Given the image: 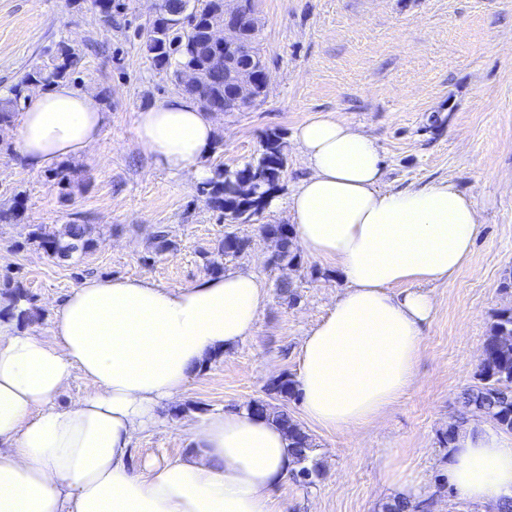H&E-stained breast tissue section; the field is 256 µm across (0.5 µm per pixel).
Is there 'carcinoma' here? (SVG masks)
<instances>
[{
	"label": "carcinoma",
	"mask_w": 512,
	"mask_h": 512,
	"mask_svg": "<svg viewBox=\"0 0 512 512\" xmlns=\"http://www.w3.org/2000/svg\"><path fill=\"white\" fill-rule=\"evenodd\" d=\"M241 3L244 37L260 63L257 4L255 0H241ZM223 17L224 0H164L162 12L141 32L148 56L156 66L172 70V78H177L186 67L195 70L197 79L187 96L206 112L224 105V98L232 89L231 75L237 73V52L221 46L211 37L212 28ZM80 61L79 55L62 45L49 65L22 75L12 89V97L0 99V126L11 124L26 108L32 87L69 80ZM286 166L287 156L281 136L272 131L266 135L258 157L235 168H215L212 176L201 182L200 192L228 223L245 224L267 208ZM264 232L276 243L274 262L299 264L291 225L267 224ZM93 233L94 227L90 224H67L59 234L46 232L41 224H30L24 244L36 246L49 256L67 257L79 250L90 251L95 246ZM247 246V240L233 232L225 233L216 252L205 256L207 269L213 273L223 271V257L236 256ZM1 296L10 300L6 314L15 318L19 326L24 328L38 318L33 308L25 306L30 298L22 284L7 274L0 278ZM507 336H512V306L494 312L484 354L474 372L475 384L462 392L461 400L477 416L512 433V341H505ZM292 384L290 377L282 376L272 380L267 391L290 398L294 395ZM247 410L258 416L272 417L288 434L292 455L299 465L292 477L300 483H311L312 469L307 466V461L313 444L309 434L288 411L263 400L250 401Z\"/></svg>",
	"instance_id": "carcinoma-1"
}]
</instances>
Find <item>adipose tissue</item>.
I'll list each match as a JSON object with an SVG mask.
<instances>
[{
    "label": "adipose tissue",
    "instance_id": "ef3b65f1",
    "mask_svg": "<svg viewBox=\"0 0 512 512\" xmlns=\"http://www.w3.org/2000/svg\"><path fill=\"white\" fill-rule=\"evenodd\" d=\"M100 97L68 83L39 92L14 143L42 171L81 158L101 139ZM217 133L187 96L140 109L136 135L156 166L203 181ZM294 139L309 170L286 199L299 245L346 282L304 336L294 378L301 412L329 432L379 422L414 383L435 303L425 287L448 282L480 231L475 201L452 183L393 190L375 139L335 114ZM268 300L265 282L232 269L163 288L146 277L92 275L53 308L50 338L21 328L0 299V512H286L281 491L296 464L272 419L245 410L182 423L189 451L133 465L143 432L165 426L207 359L251 338ZM84 395L61 409L73 376ZM392 499L423 501L424 480L395 448L379 456ZM448 487L490 512L512 501V434L476 418L448 450Z\"/></svg>",
    "mask_w": 512,
    "mask_h": 512
}]
</instances>
